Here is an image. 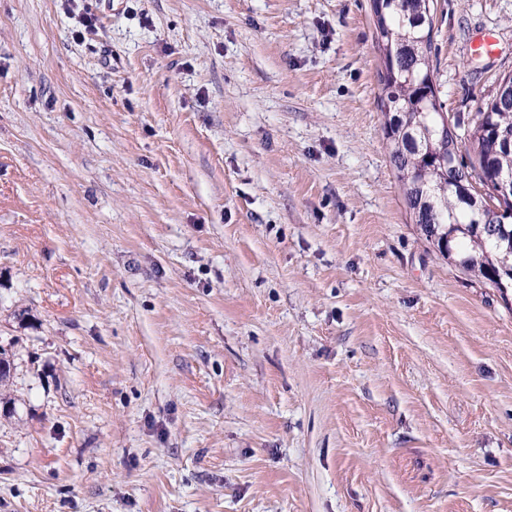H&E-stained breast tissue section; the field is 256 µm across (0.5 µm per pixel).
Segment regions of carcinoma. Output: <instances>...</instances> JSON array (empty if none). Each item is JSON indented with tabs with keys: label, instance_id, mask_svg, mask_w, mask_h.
<instances>
[{
	"label": "carcinoma",
	"instance_id": "cac0c4a2",
	"mask_svg": "<svg viewBox=\"0 0 512 512\" xmlns=\"http://www.w3.org/2000/svg\"><path fill=\"white\" fill-rule=\"evenodd\" d=\"M375 45L388 58L380 74L379 95L385 123L401 131L390 139L391 163L398 172L414 173L401 182L411 214L418 216L426 236H448V247L466 256L463 270L475 278L497 283L502 274L500 261L509 258L498 234L512 233V224L499 225L495 232L490 224H475V204L459 191H442L444 177L468 175L464 166L457 172L444 169L443 160L455 146L445 129L443 104L439 99L429 63L432 46L433 16L431 0H372ZM476 116L482 121L468 123V146L475 153L491 160L496 169L512 172V153H505L499 141L487 128L512 132V104L498 107L489 100Z\"/></svg>",
	"mask_w": 512,
	"mask_h": 512
}]
</instances>
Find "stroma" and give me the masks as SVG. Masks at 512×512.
<instances>
[{
	"label": "stroma",
	"mask_w": 512,
	"mask_h": 512,
	"mask_svg": "<svg viewBox=\"0 0 512 512\" xmlns=\"http://www.w3.org/2000/svg\"><path fill=\"white\" fill-rule=\"evenodd\" d=\"M430 59L470 122L512 0ZM381 69L371 0H0V512H512V306L413 224Z\"/></svg>",
	"instance_id": "obj_1"
}]
</instances>
